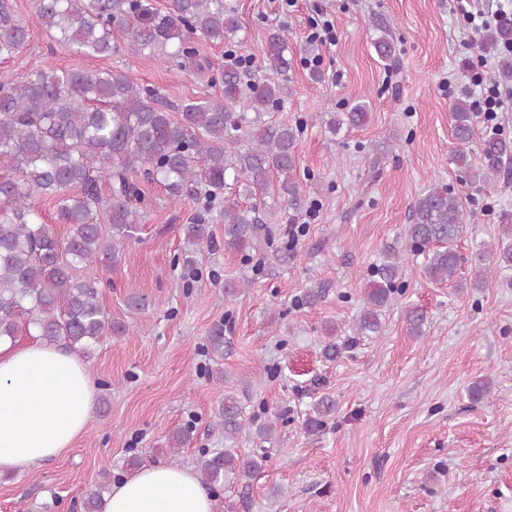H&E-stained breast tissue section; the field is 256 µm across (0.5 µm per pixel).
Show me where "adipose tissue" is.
Listing matches in <instances>:
<instances>
[{"instance_id":"1","label":"adipose tissue","mask_w":512,"mask_h":512,"mask_svg":"<svg viewBox=\"0 0 512 512\" xmlns=\"http://www.w3.org/2000/svg\"><path fill=\"white\" fill-rule=\"evenodd\" d=\"M96 403L88 365L39 338L0 340V475H24L64 456ZM103 512H214L186 468L145 465L112 486Z\"/></svg>"}]
</instances>
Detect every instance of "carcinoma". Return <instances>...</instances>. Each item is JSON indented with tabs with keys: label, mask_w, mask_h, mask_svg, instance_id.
I'll return each mask as SVG.
<instances>
[{
	"label": "carcinoma",
	"mask_w": 512,
	"mask_h": 512,
	"mask_svg": "<svg viewBox=\"0 0 512 512\" xmlns=\"http://www.w3.org/2000/svg\"><path fill=\"white\" fill-rule=\"evenodd\" d=\"M41 27L59 44L86 57L109 56L115 36L125 37L140 52L158 58L167 69L200 72L205 66L196 43L204 40L238 46L237 15L222 0H172L166 13L151 0H37ZM29 41L28 26L14 13L11 0H0V60L15 57ZM381 61H391L394 46L388 30L372 40ZM512 46V17H502L481 41V49ZM288 33L272 32L260 57L241 69L228 65L211 78L221 95L184 102L179 112L165 110L158 91L110 70H58L30 67L16 81L0 82V338L22 333L58 343L83 357L114 335L128 333L112 322L99 298V281L82 280L80 270L100 261L111 270L121 261L126 242L135 238L144 219L143 182H158L171 200L203 203L184 225L180 252L194 268L197 255L211 247L209 221L216 210L224 219V247L255 261L260 271L268 253L281 263L293 257L288 245L276 246L266 227L276 209L302 208L296 177L297 126L284 116L290 94ZM277 76H261L262 70ZM369 105L357 103L345 118L330 113L328 132L359 125ZM458 149L453 163L470 184L512 175V140L489 136L480 147L481 165H473L470 144L475 111L457 100L452 107ZM240 185L253 199L242 206L224 196L226 180ZM54 200L56 219L69 226L64 237L40 221L30 205L35 196ZM464 213L458 197L433 185L416 198L412 223L405 225L401 247L389 246L372 264L364 286V303L355 321L360 336L381 331V308L401 292L407 257L424 256L425 275L435 283H455L461 256L455 248ZM501 243L471 254L476 287H486L484 273H512V214H500ZM410 332L419 336L426 313L411 307L405 315ZM212 356L224 357V325L208 336ZM336 411L328 393L316 399L306 430L315 433ZM232 440L254 420L243 415L238 396L225 390L214 417ZM192 429L169 434L170 448L189 444ZM267 450L240 455L234 448L201 449L200 483L207 489L224 482L249 481L261 470ZM111 480L104 476L83 501L84 512H101Z\"/></svg>",
	"instance_id": "obj_1"
}]
</instances>
